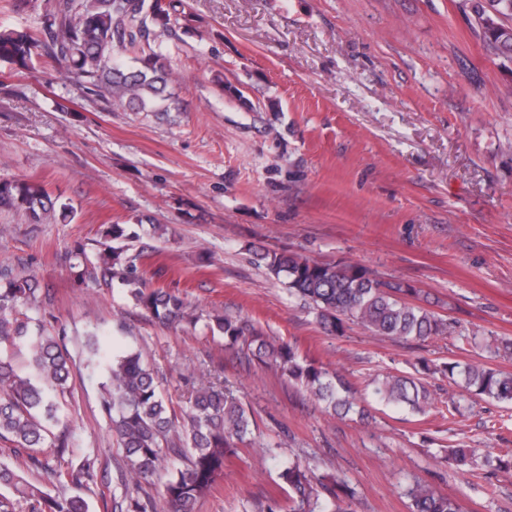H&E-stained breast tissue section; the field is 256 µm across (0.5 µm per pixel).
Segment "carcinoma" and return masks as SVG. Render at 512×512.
<instances>
[{
  "label": "carcinoma",
  "instance_id": "1",
  "mask_svg": "<svg viewBox=\"0 0 512 512\" xmlns=\"http://www.w3.org/2000/svg\"><path fill=\"white\" fill-rule=\"evenodd\" d=\"M463 16L480 37L486 53L512 58V0H465ZM176 19L165 0H45L40 26L0 29V61L27 69L35 58L63 61L68 77L117 109L163 112L174 72L160 51L173 34ZM19 211L32 224L50 219L69 222L71 205L51 197L45 186L28 178L0 179V210ZM137 238L126 224H112L87 252L78 243L71 251V268L82 280L107 287L117 281L135 304L168 325L196 326L200 317L188 312L183 298L163 288H148L137 275L128 241ZM255 262L276 278H284L290 295L318 314L323 328L344 333L352 323L372 336L426 341L452 332L453 324L425 309L420 290L408 282L385 280L372 269L349 261L321 263L296 253L266 250L254 253ZM35 278H16L0 271V439L14 445L12 453L51 472L63 488L52 493L29 481L21 472L0 463V512H16L25 502L29 512H89L88 501L64 488H87L94 483L95 459L76 454L73 432L62 426L60 399L65 396L73 364L61 333L52 324L30 326L22 312L39 303ZM224 333V345L241 346L260 361L276 366L300 384L333 417L355 411L351 381L320 362L298 354L287 342L265 335L253 325L229 318L216 319L210 330ZM426 371H439L466 391L512 404V373L479 363L444 362ZM102 410L125 454L127 481L139 485L165 471V512H195L200 498L224 477V466L238 453L237 445L256 426L221 377L200 380L188 406L176 412L160 391L154 372L137 351H124L108 365ZM368 386L380 401L407 405L423 414L431 394L418 378L386 375ZM54 448L66 468L40 460L38 450ZM445 459L457 467L475 464L469 448L444 449ZM279 479L287 494L288 512H355L354 490L346 482H326L298 462L280 467ZM409 512H461L456 498L415 481L407 489ZM149 505L127 495L113 501V512H148Z\"/></svg>",
  "mask_w": 512,
  "mask_h": 512
}]
</instances>
